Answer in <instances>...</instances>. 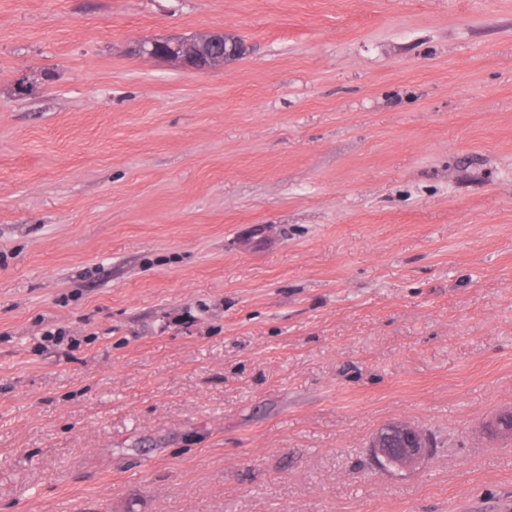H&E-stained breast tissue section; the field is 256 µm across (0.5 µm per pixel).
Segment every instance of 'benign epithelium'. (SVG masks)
Segmentation results:
<instances>
[{
  "instance_id": "obj_1",
  "label": "benign epithelium",
  "mask_w": 512,
  "mask_h": 512,
  "mask_svg": "<svg viewBox=\"0 0 512 512\" xmlns=\"http://www.w3.org/2000/svg\"><path fill=\"white\" fill-rule=\"evenodd\" d=\"M131 53L139 58L164 60L187 71H209L245 53L236 36L208 32L185 38H160L137 41ZM370 454L377 467L386 473L410 472L422 465L431 453L428 436L418 427L394 420L378 429L369 441Z\"/></svg>"
}]
</instances>
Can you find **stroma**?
Returning <instances> with one entry per match:
<instances>
[{"label": "stroma", "mask_w": 512, "mask_h": 512, "mask_svg": "<svg viewBox=\"0 0 512 512\" xmlns=\"http://www.w3.org/2000/svg\"><path fill=\"white\" fill-rule=\"evenodd\" d=\"M508 409L512 0H0V512H504ZM131 53L139 58L172 62L187 71H209L242 56L245 46L236 36L217 31L185 38L137 41L132 44ZM368 447L377 467L390 474L418 468L431 453L428 436L418 427L399 420L378 429Z\"/></svg>", "instance_id": "stroma-1"}]
</instances>
